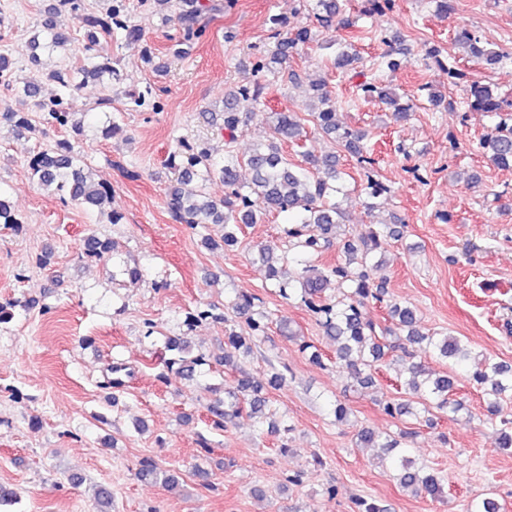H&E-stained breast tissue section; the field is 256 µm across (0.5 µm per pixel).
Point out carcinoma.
<instances>
[{
  "mask_svg": "<svg viewBox=\"0 0 512 512\" xmlns=\"http://www.w3.org/2000/svg\"><path fill=\"white\" fill-rule=\"evenodd\" d=\"M63 2L70 6L78 24L88 31L93 43L100 33L112 34L114 26L123 31L127 40L142 38L141 27L129 17L130 6L126 0H115V5L104 16L81 10V0ZM209 8V4L193 5L178 15L182 41L191 42L204 35L206 26L200 23L199 18L202 11ZM313 17L320 27L327 30L351 26V21L343 15L340 0H316ZM44 29L49 35V49L67 45L68 39L57 30L55 17L45 22ZM272 38L274 46L255 64L254 72L265 73L281 81H296L297 73L291 68V60L313 41L312 28L305 26L291 32L277 29ZM454 40L460 48L489 66L498 65L505 58L502 53L481 48L480 38L467 28L456 31ZM356 61L347 40L336 43V67L345 68ZM448 79L460 88L469 110L512 112V101L501 98L487 85L470 81L453 61L448 62ZM306 80L320 104L319 111L313 116L317 129L356 155L359 163L373 166L376 159L365 143V133L336 122V99L327 89L325 77L309 73ZM356 88L364 96L393 105L394 119L401 120L410 115L412 104L400 101L381 82L365 80L356 84ZM263 89V84L256 82L251 90L241 87L224 96L223 123L229 138H234V132L245 122L247 110L263 104ZM35 112L48 128L69 127L76 135L82 133V123L73 119L63 94L49 100H38ZM269 119L271 138L267 142L257 145L244 157L228 154L222 165L214 161L210 148L203 142L186 153H173L170 166L178 177L166 201L171 217L190 227L221 224L224 226L221 243L232 247L237 245L242 227L256 223L258 211L293 215L283 255L276 257L261 246L257 260L267 267L268 276L276 280L275 287L281 295H286L290 287H299L303 306L314 316L324 336L336 344V363L348 371L353 385L361 389L373 386L375 365L386 355L399 350L402 355L396 362L401 366V372L407 374V398L379 403L384 414L398 417L408 412L412 403L419 405V410L427 414L434 409L453 413L461 410L462 403L451 398L453 378L446 371L429 369L416 361V355L408 352L406 344L421 345L424 353L449 359L461 368L469 367L475 356L469 346L457 337L443 332L421 331L413 308L385 302V288L375 283L374 278V271L382 266L377 252L382 249L385 231L370 227L365 233L345 240L343 259L336 265L320 267L314 264L322 249L336 238V228L342 221L343 212L336 203V194L343 191L345 172L339 168V161L333 153L315 155L306 152L303 163L289 162L282 145H297L303 141L305 130L301 118L295 112L271 111ZM481 148L492 163L511 165L512 125L502 123L483 139ZM28 167L41 185L53 188L87 208L101 210L109 201L110 186L95 180L85 160L66 142L60 143L57 149L37 151L30 157ZM216 176L224 182V198L214 200L204 190ZM113 251L112 241L90 236L85 239L81 255L101 259ZM333 278L348 282V291L340 297L326 295V286ZM255 300V295L244 293L231 306L234 317L244 320L252 335L242 336L233 328L224 327V356L218 358V362L235 369L240 379L235 390L225 392L224 398L207 405L212 425L220 430L245 411L256 423L266 422L272 431H277V409L267 396V388L284 385L285 374L271 363L272 374L264 383L251 376L242 365V360L254 354L258 341L266 335L271 322V313L256 305ZM378 304L385 305L393 322H382L372 314L371 309ZM403 331L406 335L402 339ZM164 349L171 353V357L162 359V378L173 374L191 380L196 376L197 368L206 363L203 354L193 353L184 335L164 336ZM470 380L483 389L489 406L493 408L506 393H512V365L486 355L477 361V366L470 372ZM356 444L361 448L400 447V442L389 434L366 427L357 433ZM396 463L402 489L414 495L442 496L445 478L440 472L416 467L404 456L396 459ZM139 476L171 488L179 485L175 474L149 459L141 462Z\"/></svg>",
  "mask_w": 512,
  "mask_h": 512,
  "instance_id": "cac0c4a2",
  "label": "carcinoma"
}]
</instances>
